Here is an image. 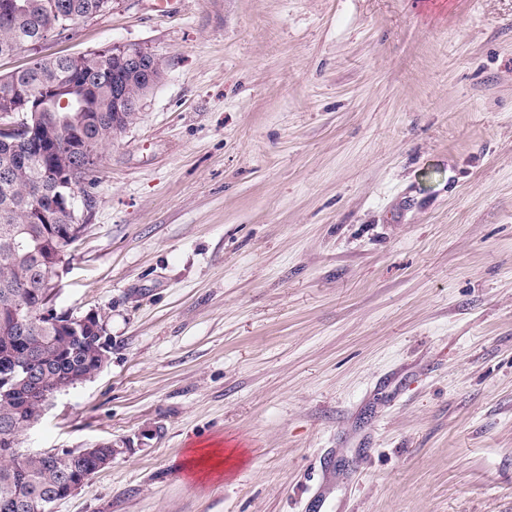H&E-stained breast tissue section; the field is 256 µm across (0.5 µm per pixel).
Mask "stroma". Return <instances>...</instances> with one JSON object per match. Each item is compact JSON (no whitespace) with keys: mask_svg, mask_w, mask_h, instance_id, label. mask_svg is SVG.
<instances>
[{"mask_svg":"<svg viewBox=\"0 0 512 512\" xmlns=\"http://www.w3.org/2000/svg\"><path fill=\"white\" fill-rule=\"evenodd\" d=\"M114 46L52 300L111 358L21 447L133 446L53 512H512V0H113L0 75Z\"/></svg>","mask_w":512,"mask_h":512,"instance_id":"1","label":"stroma"}]
</instances>
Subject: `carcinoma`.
I'll return each instance as SVG.
<instances>
[{"label": "carcinoma", "instance_id": "carcinoma-1", "mask_svg": "<svg viewBox=\"0 0 512 512\" xmlns=\"http://www.w3.org/2000/svg\"><path fill=\"white\" fill-rule=\"evenodd\" d=\"M8 11L0 13V58L36 46L55 34L66 37L87 13L112 9V0H8ZM163 78V73L146 64L127 66L113 49L50 59L38 58L25 67L0 75V100L9 97L37 103V124L54 128V135L68 143L108 144L136 117L134 112L112 109V83L125 84L129 96L146 95ZM54 86H66L71 103L60 106L49 93ZM13 168L11 182H0V377L13 373L12 366L23 361L34 345L46 348L50 362L44 372L48 387L68 384L92 374L97 350L87 340H77L62 329L47 330L32 322L25 328L13 324L9 307L36 300L31 288L50 294L54 286L45 280L44 270L52 260L50 240L79 236L83 226L62 214L52 222L40 214L50 208V198L36 193L44 170L64 164L60 154L32 151L21 154L0 144V168ZM97 163L80 173V192L93 208L96 204ZM41 404L8 397L0 392V437L4 424L20 412L26 417L39 414ZM86 468L90 461L74 458L53 460L39 454L19 455L16 460L0 457V512H50L51 498L66 481L72 467Z\"/></svg>", "mask_w": 512, "mask_h": 512}]
</instances>
